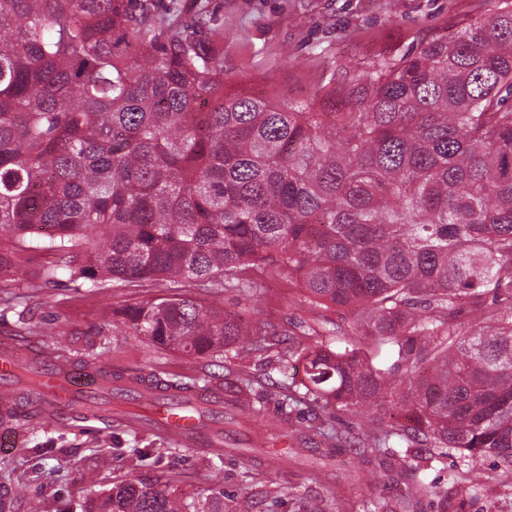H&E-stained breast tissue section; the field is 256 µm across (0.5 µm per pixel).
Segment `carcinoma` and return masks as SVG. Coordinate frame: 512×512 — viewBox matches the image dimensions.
<instances>
[{"label": "carcinoma", "mask_w": 512, "mask_h": 512, "mask_svg": "<svg viewBox=\"0 0 512 512\" xmlns=\"http://www.w3.org/2000/svg\"><path fill=\"white\" fill-rule=\"evenodd\" d=\"M151 0H0V234L93 284L164 280L247 298L267 277L351 311L360 343L303 350L299 390L391 405L364 441L512 464V3L309 98L227 87L224 29ZM101 236L102 246L74 253ZM161 349L240 351L262 330L187 298L129 307ZM208 386L160 378L146 392ZM99 512H200L139 478Z\"/></svg>", "instance_id": "carcinoma-1"}]
</instances>
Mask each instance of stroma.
<instances>
[{"label":"stroma","instance_id":"1","mask_svg":"<svg viewBox=\"0 0 512 512\" xmlns=\"http://www.w3.org/2000/svg\"><path fill=\"white\" fill-rule=\"evenodd\" d=\"M224 29L229 79L262 95L278 86L310 96L321 75L363 71L375 58L397 57L442 28L486 12L489 0H209ZM10 262L0 268V343L43 351L73 364L98 361L123 380L161 378L192 384L210 380L224 402L217 418L224 453L185 448L149 429L126 430L110 418L89 420L69 411L54 425L31 415L0 421V512H95L112 486L144 475L160 478L175 495L199 505L224 492V512H512V464L487 458L471 468L445 448H349L314 435L327 425L359 434L361 413L323 408L310 397L281 409L276 386L302 378V363L284 362L291 347L342 346L351 316L306 302L301 288L271 280L252 300L217 289L174 291L164 281L90 287L70 280L55 253L0 236ZM56 268L47 281L44 270ZM204 308L238 312L268 336L259 351L199 358L155 347L124 326L119 312L175 294ZM249 381V408L236 386ZM409 458L415 475L401 472ZM420 477L430 494L412 496Z\"/></svg>","mask_w":512,"mask_h":512}]
</instances>
